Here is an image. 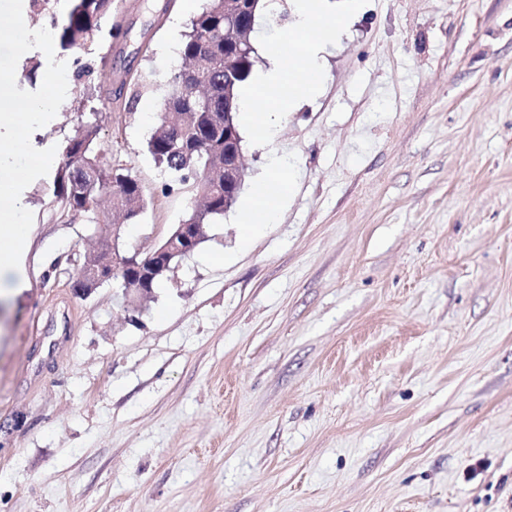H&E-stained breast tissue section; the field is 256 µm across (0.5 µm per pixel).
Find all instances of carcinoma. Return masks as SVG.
<instances>
[{
	"instance_id": "cac0c4a2",
	"label": "carcinoma",
	"mask_w": 512,
	"mask_h": 512,
	"mask_svg": "<svg viewBox=\"0 0 512 512\" xmlns=\"http://www.w3.org/2000/svg\"><path fill=\"white\" fill-rule=\"evenodd\" d=\"M52 24L57 28L60 49L71 54L77 65L81 62V53L100 41L103 26H108L109 37L113 39L128 35V29L112 21V0H71L66 18L55 19ZM179 55L184 63L202 61L197 78L208 84L210 104L204 107L197 99L188 98L179 82L182 69L174 70L172 89L164 99L162 111L187 114L181 132L183 149L173 152L167 148L169 128L159 116L147 142V151L158 168L186 184L207 169H224V143L216 142L211 151H198L195 144L211 138L210 125L224 123V109H229L232 120H237V89L250 76L255 55L236 59L229 80L232 93L224 98V0H205L190 18ZM98 134V126L90 121L77 127L65 148L67 161L59 166L54 177V193L69 211L82 214L89 212L88 203L100 188L119 187L124 194L120 207L129 221L144 209V188L130 173L101 163L96 151ZM223 217L224 179L221 178L213 198H194L191 213L184 223L214 224Z\"/></svg>"
}]
</instances>
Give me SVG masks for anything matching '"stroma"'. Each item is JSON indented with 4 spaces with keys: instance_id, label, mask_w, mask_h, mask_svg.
Returning <instances> with one entry per match:
<instances>
[{
    "instance_id": "obj_1",
    "label": "stroma",
    "mask_w": 512,
    "mask_h": 512,
    "mask_svg": "<svg viewBox=\"0 0 512 512\" xmlns=\"http://www.w3.org/2000/svg\"><path fill=\"white\" fill-rule=\"evenodd\" d=\"M203 0H113L129 28L68 67L38 136L53 166L83 121L142 183L148 249L191 185L146 151ZM15 19L0 79L52 80L53 18ZM46 35L36 79L23 32ZM317 96L242 129L247 199L284 170L275 223L242 207L129 321L72 276L112 232L35 184L28 285L0 302V512H512V0H362ZM110 96L80 113L81 90ZM285 180L282 177H265L255 184L251 197L244 205V217L241 223L244 228V239L248 240L253 234L259 232L263 225L274 223L277 207L269 205L265 195L278 183L284 186Z\"/></svg>"
}]
</instances>
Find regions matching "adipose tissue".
I'll return each instance as SVG.
<instances>
[{
    "label": "adipose tissue",
    "mask_w": 512,
    "mask_h": 512,
    "mask_svg": "<svg viewBox=\"0 0 512 512\" xmlns=\"http://www.w3.org/2000/svg\"><path fill=\"white\" fill-rule=\"evenodd\" d=\"M324 2L294 0L287 42L271 41L264 46L271 68L250 76L238 89L243 113H250L260 99L271 111L282 112L317 92L326 41L341 40L347 32L349 13L361 6V0H347L345 12L330 14ZM286 85L291 86L292 93L284 99L280 91ZM65 96L66 86L61 81L54 82L46 96L15 80L0 81V280H7L9 288L18 292L27 285L28 236L17 214L30 187L48 173L36 135L43 125L54 121ZM22 152L31 158L23 167L17 164ZM277 183V178L266 177L255 184L244 205L245 236L274 223L277 209L267 203L266 194Z\"/></svg>",
    "instance_id": "obj_1"
}]
</instances>
